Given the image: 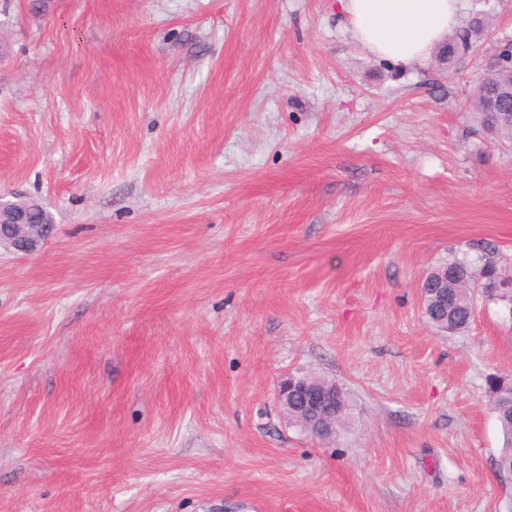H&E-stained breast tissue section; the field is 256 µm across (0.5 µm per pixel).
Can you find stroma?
I'll return each mask as SVG.
<instances>
[{
	"label": "stroma",
	"mask_w": 512,
	"mask_h": 512,
	"mask_svg": "<svg viewBox=\"0 0 512 512\" xmlns=\"http://www.w3.org/2000/svg\"><path fill=\"white\" fill-rule=\"evenodd\" d=\"M338 0H0V194L52 214L0 250V512H512L487 380L512 301L422 311L454 259L512 278V143L479 56L371 58ZM346 390L335 440L280 379ZM446 264L448 265L437 267L444 268L448 266L441 276H434L433 273L429 272L426 273L421 281L420 290L422 298L428 295L431 297L432 303L434 301L433 297L437 295L438 291L448 293L449 289L451 299L448 302V317L438 319L436 324L440 327L451 329V332H463L469 329L474 319L475 300L474 290L471 288V284L474 283L475 275L466 261L453 260ZM453 269H465L468 274L465 278L457 281L454 286L448 287V283L451 284L449 280L453 279L455 275L453 272L448 273V270Z\"/></svg>",
	"instance_id": "1"
}]
</instances>
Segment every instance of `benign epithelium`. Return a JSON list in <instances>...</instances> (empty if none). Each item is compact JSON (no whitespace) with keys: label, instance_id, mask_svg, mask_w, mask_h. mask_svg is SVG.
Returning a JSON list of instances; mask_svg holds the SVG:
<instances>
[{"label":"benign epithelium","instance_id":"benign-epithelium-1","mask_svg":"<svg viewBox=\"0 0 512 512\" xmlns=\"http://www.w3.org/2000/svg\"><path fill=\"white\" fill-rule=\"evenodd\" d=\"M506 54L497 55L487 76L495 87V97L479 96L471 98V105L476 112H512V83L501 84L496 80V73L504 58H512V43L506 42L502 47ZM44 210L43 206H31L27 201L0 200V248L17 252L31 253L37 250L48 235L43 225L35 223L33 215ZM454 273L443 272L440 276L426 273L420 288L421 294L435 297L437 292L448 291L449 280ZM278 399L283 410L290 408L300 412L305 420L308 434L323 441L335 438L334 420L336 416V391L332 386H317L293 374L282 379L278 386Z\"/></svg>","mask_w":512,"mask_h":512}]
</instances>
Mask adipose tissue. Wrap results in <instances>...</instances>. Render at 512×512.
Masks as SVG:
<instances>
[{"instance_id": "obj_1", "label": "adipose tissue", "mask_w": 512, "mask_h": 512, "mask_svg": "<svg viewBox=\"0 0 512 512\" xmlns=\"http://www.w3.org/2000/svg\"><path fill=\"white\" fill-rule=\"evenodd\" d=\"M347 29L374 58L422 64L458 28L462 0H338Z\"/></svg>"}]
</instances>
